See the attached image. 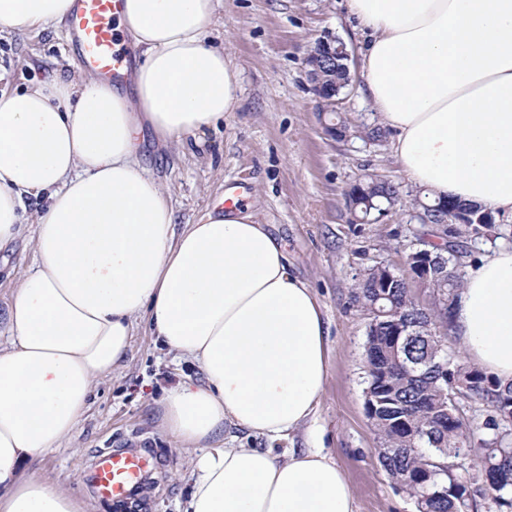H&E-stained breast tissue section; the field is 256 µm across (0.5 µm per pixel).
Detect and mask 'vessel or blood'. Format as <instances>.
Segmentation results:
<instances>
[{
    "label": "vessel or blood",
    "instance_id": "1",
    "mask_svg": "<svg viewBox=\"0 0 512 512\" xmlns=\"http://www.w3.org/2000/svg\"><path fill=\"white\" fill-rule=\"evenodd\" d=\"M122 0H74L67 26L85 68L98 78L121 82L129 65L123 36L117 28ZM145 471L140 453L135 451L99 454L89 473L96 495L121 501L132 496Z\"/></svg>",
    "mask_w": 512,
    "mask_h": 512
}]
</instances>
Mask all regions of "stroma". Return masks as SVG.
<instances>
[{
  "label": "stroma",
  "mask_w": 512,
  "mask_h": 512,
  "mask_svg": "<svg viewBox=\"0 0 512 512\" xmlns=\"http://www.w3.org/2000/svg\"><path fill=\"white\" fill-rule=\"evenodd\" d=\"M349 17L347 0H221L213 36L240 68V108L181 145L163 148L146 137L144 163L183 224L197 223L230 187L243 185L244 204L284 244L291 273L308 283L322 307L329 370L315 423L273 442L241 430L240 441L273 447L284 458L316 433L346 476L356 512H415L413 500L395 490L378 460L381 442L364 407L370 319L353 301L365 269L379 263L402 267L412 239L411 208L404 201L388 215L361 223L348 201L350 188L369 174L404 193L412 186L390 139L374 144L363 138L362 128L378 117L359 80H352L333 115L319 110L307 76V56L324 32L358 52L360 36ZM68 43L63 27L1 31L0 94L78 76L82 63ZM337 116L348 137L327 133ZM30 236V227H23L0 260V331L16 280L33 264ZM200 378L193 362L169 353L145 324H137L126 359L112 377L95 384L71 439L32 463L30 472L69 480L89 501L90 512H118L92 491L87 474L99 451L138 447L151 479L139 490L135 512H184L193 486L191 454L163 431L160 403L166 390Z\"/></svg>",
  "instance_id": "35a3bbf8"
}]
</instances>
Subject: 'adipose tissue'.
<instances>
[{
  "label": "adipose tissue",
  "instance_id": "ef3b65f1",
  "mask_svg": "<svg viewBox=\"0 0 512 512\" xmlns=\"http://www.w3.org/2000/svg\"><path fill=\"white\" fill-rule=\"evenodd\" d=\"M361 91L409 181L512 222V0H348ZM73 0H0V30L44 29ZM218 0H124L130 90L54 78L0 96V250L30 223L0 346V512H87L65 480L25 474L67 440L94 383L125 359L137 319L196 362L161 425L194 449L185 512H354L324 447L218 446L226 427L275 440L314 421L328 348L321 306L284 245L243 208L176 226L141 168L139 132L171 145L241 101L210 34ZM40 200L30 211L27 198ZM465 356L512 382V245L471 264L450 316Z\"/></svg>",
  "mask_w": 512,
  "mask_h": 512
}]
</instances>
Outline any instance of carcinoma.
<instances>
[{
    "label": "carcinoma",
    "mask_w": 512,
    "mask_h": 512,
    "mask_svg": "<svg viewBox=\"0 0 512 512\" xmlns=\"http://www.w3.org/2000/svg\"><path fill=\"white\" fill-rule=\"evenodd\" d=\"M398 196L399 188L366 186L356 209L366 212L385 201L384 194ZM492 224H465L448 229L444 251L448 269L472 255L476 244L488 237ZM464 280L443 274L425 281L433 302L422 312L404 279L378 265L358 279L355 301L370 316L365 342L367 389L378 401L372 415L383 442L378 459L391 483L420 474L427 483L405 490L417 512H512V438L507 433L505 412L512 409V384L466 364L441 336L415 335L395 343L394 322L414 328L426 314L441 308L451 311ZM467 383L454 387L452 377ZM466 400L487 406L483 420L469 421L461 406ZM457 414L450 420L445 410ZM492 479L480 501L470 495V482Z\"/></svg>",
    "instance_id": "carcinoma-1"
}]
</instances>
